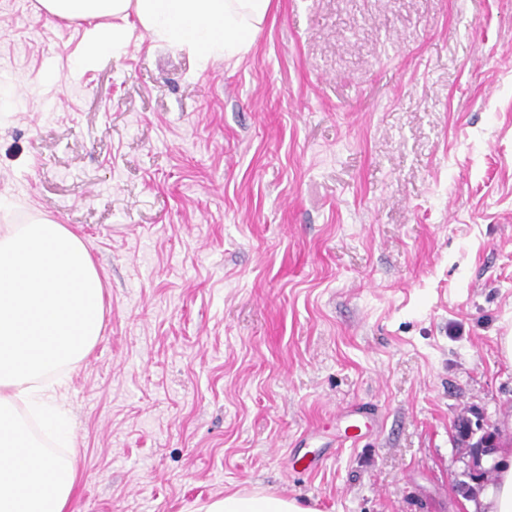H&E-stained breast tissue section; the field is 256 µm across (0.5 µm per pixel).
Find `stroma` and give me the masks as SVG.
Listing matches in <instances>:
<instances>
[{
    "mask_svg": "<svg viewBox=\"0 0 512 512\" xmlns=\"http://www.w3.org/2000/svg\"><path fill=\"white\" fill-rule=\"evenodd\" d=\"M82 33L0 0V225H67L104 286L69 512H467L457 420L512 416V0H273L203 72L78 71ZM370 412L363 408L357 407L344 411L340 415L341 421L349 423L343 433L339 435V446H355L358 441L366 434V431L362 430V425L366 427V420L370 417ZM194 512H316L313 507L304 506L298 500L284 498L264 490L234 491L224 494Z\"/></svg>",
    "mask_w": 512,
    "mask_h": 512,
    "instance_id": "obj_1",
    "label": "stroma"
}]
</instances>
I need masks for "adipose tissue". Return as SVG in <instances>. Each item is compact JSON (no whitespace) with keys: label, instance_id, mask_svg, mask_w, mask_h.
<instances>
[{"label":"adipose tissue","instance_id":"obj_1","mask_svg":"<svg viewBox=\"0 0 512 512\" xmlns=\"http://www.w3.org/2000/svg\"><path fill=\"white\" fill-rule=\"evenodd\" d=\"M47 14L85 24L77 64L150 37L193 55L199 70L241 59L272 0H38ZM103 286L83 240L51 221L0 226V512H67L77 484L74 462L42 454L21 422L35 414L59 447L75 431L57 401L66 387L56 369L79 362L102 328ZM494 473L469 512H512V417L500 425L488 461ZM197 512H315L260 489L225 493Z\"/></svg>","mask_w":512,"mask_h":512}]
</instances>
